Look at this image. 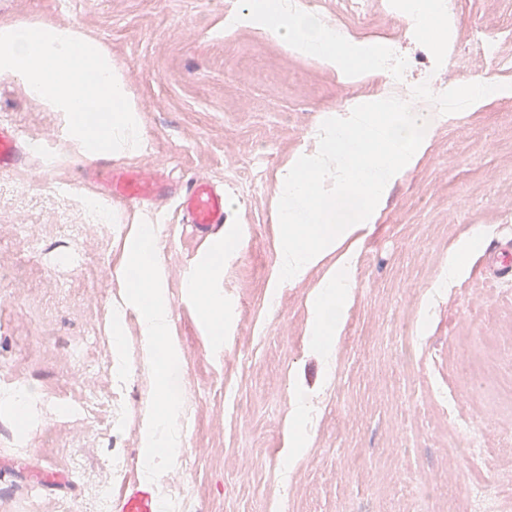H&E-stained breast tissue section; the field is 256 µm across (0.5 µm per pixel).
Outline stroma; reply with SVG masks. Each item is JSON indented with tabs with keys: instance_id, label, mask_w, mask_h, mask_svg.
<instances>
[{
	"instance_id": "1",
	"label": "stroma",
	"mask_w": 512,
	"mask_h": 512,
	"mask_svg": "<svg viewBox=\"0 0 512 512\" xmlns=\"http://www.w3.org/2000/svg\"><path fill=\"white\" fill-rule=\"evenodd\" d=\"M301 2L360 42L416 56L422 69L406 84L422 110L476 82L499 88L435 129L419 164L390 189L358 250L330 360L306 334L321 270L268 305L277 174L325 111L351 112L389 90V77L343 81L254 29L225 33L237 0H0V17L78 24L111 52L144 108L150 149L125 165L163 176L168 194L123 211L161 229L182 414L192 419L158 495L184 492L192 512H463L465 441L438 391L483 433L487 479L512 473V407L492 386L512 371V281L477 272L486 250L512 240V0H446L443 40L412 32L386 0H363L358 12L346 0ZM479 31L497 39L495 58L470 50ZM0 120L54 156L48 165L33 152L0 173V376L22 381L30 397L22 432L15 406L0 398V512L61 502L89 512L105 463L141 462L153 389L132 312L122 325L131 371L117 377L111 317L125 295L118 269L130 227L105 231L82 208L81 198L98 195L94 165L62 138L60 113L0 79ZM201 177L236 202L217 237L234 242L220 282L233 322L220 348L185 282L215 239L182 236L175 206L181 185ZM477 227L483 241L463 275L435 289L453 246ZM48 392L110 400V431L91 417L55 418L39 406ZM299 397L309 445L288 462L286 422Z\"/></svg>"
}]
</instances>
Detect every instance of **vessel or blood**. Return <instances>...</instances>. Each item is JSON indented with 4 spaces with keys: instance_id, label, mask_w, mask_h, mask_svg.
Masks as SVG:
<instances>
[{
    "instance_id": "b4317fda",
    "label": "vessel or blood",
    "mask_w": 512,
    "mask_h": 512,
    "mask_svg": "<svg viewBox=\"0 0 512 512\" xmlns=\"http://www.w3.org/2000/svg\"><path fill=\"white\" fill-rule=\"evenodd\" d=\"M23 158L21 132L10 123L0 122V172L13 170ZM104 176L108 196L117 201L146 203L163 194L157 180L137 170L108 168ZM178 209L184 230L196 239H207L225 222L224 191L209 180L195 179L179 195ZM109 512H165V508L154 485L141 479L129 482L118 495L110 498Z\"/></svg>"
}]
</instances>
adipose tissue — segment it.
Listing matches in <instances>:
<instances>
[{"label":"adipose tissue","mask_w":512,"mask_h":512,"mask_svg":"<svg viewBox=\"0 0 512 512\" xmlns=\"http://www.w3.org/2000/svg\"><path fill=\"white\" fill-rule=\"evenodd\" d=\"M230 26L250 27L295 53L319 60L343 78L370 71L368 49L348 33L323 23L319 14L295 0H243ZM483 87L449 98L435 111L419 110L411 93L380 94L343 118L325 117L308 146L300 149L279 177L274 201L279 226L271 293L301 281L327 256H334L310 298L307 334L324 358H331L345 326L354 286L355 249L376 223L389 190L423 155L429 133L451 119V107L484 100ZM223 253L196 265L192 287L202 294V312L215 346L231 324L217 282Z\"/></svg>","instance_id":"obj_1"}]
</instances>
